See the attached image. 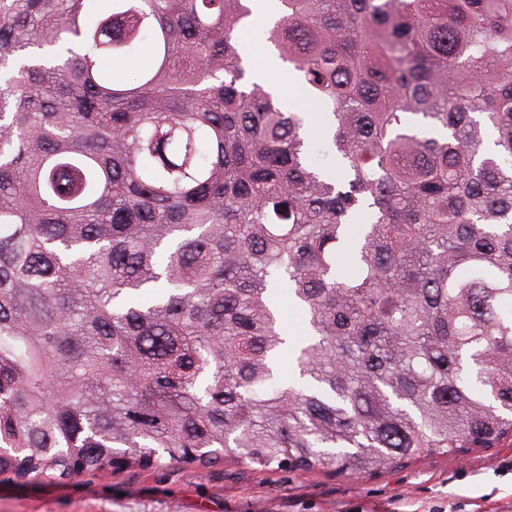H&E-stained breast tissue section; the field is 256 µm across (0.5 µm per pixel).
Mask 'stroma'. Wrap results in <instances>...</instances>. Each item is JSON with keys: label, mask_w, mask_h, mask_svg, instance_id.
I'll list each match as a JSON object with an SVG mask.
<instances>
[{"label": "stroma", "mask_w": 512, "mask_h": 512, "mask_svg": "<svg viewBox=\"0 0 512 512\" xmlns=\"http://www.w3.org/2000/svg\"><path fill=\"white\" fill-rule=\"evenodd\" d=\"M0 512H512V444L377 474L171 464L23 483Z\"/></svg>", "instance_id": "1"}]
</instances>
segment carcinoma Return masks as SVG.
I'll list each match as a JSON object with an SVG mask.
<instances>
[{
	"label": "carcinoma",
	"instance_id": "1",
	"mask_svg": "<svg viewBox=\"0 0 512 512\" xmlns=\"http://www.w3.org/2000/svg\"><path fill=\"white\" fill-rule=\"evenodd\" d=\"M274 2L318 143L254 0H0V474L512 439V0Z\"/></svg>",
	"mask_w": 512,
	"mask_h": 512
}]
</instances>
